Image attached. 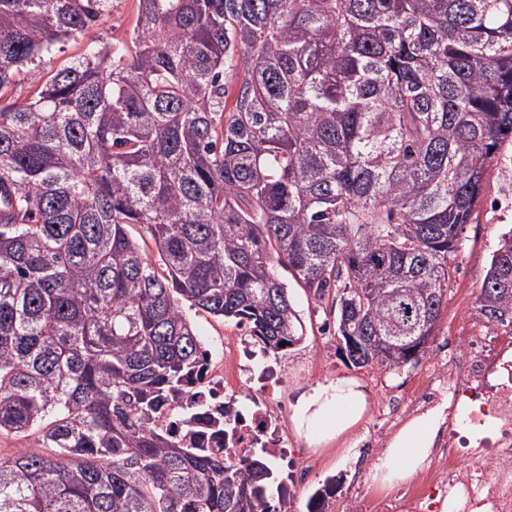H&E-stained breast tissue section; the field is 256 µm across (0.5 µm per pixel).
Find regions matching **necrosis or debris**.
Here are the masks:
<instances>
[{
    "instance_id": "obj_1",
    "label": "necrosis or debris",
    "mask_w": 512,
    "mask_h": 512,
    "mask_svg": "<svg viewBox=\"0 0 512 512\" xmlns=\"http://www.w3.org/2000/svg\"><path fill=\"white\" fill-rule=\"evenodd\" d=\"M455 356L438 358L435 376L406 404L410 411L446 405L449 423L465 422L476 447L462 462L455 432L438 437L434 462L409 484L384 498L357 488L347 512H431L432 495H448V512H512V328H495L485 344L470 337L456 339ZM249 342H230L221 357L206 356L189 399L203 402L215 420L234 419L231 436H216L209 447L237 459L261 448L280 460L293 485L307 481L310 471L288 450L286 419L277 407L274 369H250ZM250 385V403L238 408L237 395Z\"/></svg>"
}]
</instances>
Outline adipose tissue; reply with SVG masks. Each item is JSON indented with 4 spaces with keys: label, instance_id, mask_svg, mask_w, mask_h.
<instances>
[{
    "label": "adipose tissue",
    "instance_id": "adipose-tissue-1",
    "mask_svg": "<svg viewBox=\"0 0 512 512\" xmlns=\"http://www.w3.org/2000/svg\"><path fill=\"white\" fill-rule=\"evenodd\" d=\"M367 408L368 397L359 383L342 378L316 385L303 393L292 407L291 422L307 447L317 448L351 435L363 420ZM443 422L444 417L438 410L406 422L374 463L373 480L394 485L422 469Z\"/></svg>",
    "mask_w": 512,
    "mask_h": 512
}]
</instances>
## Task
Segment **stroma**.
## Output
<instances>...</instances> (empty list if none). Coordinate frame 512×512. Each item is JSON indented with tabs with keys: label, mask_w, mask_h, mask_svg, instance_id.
<instances>
[{
	"label": "stroma",
	"mask_w": 512,
	"mask_h": 512,
	"mask_svg": "<svg viewBox=\"0 0 512 512\" xmlns=\"http://www.w3.org/2000/svg\"><path fill=\"white\" fill-rule=\"evenodd\" d=\"M136 0H112L92 27L91 36H97L106 43H132L137 36ZM499 190L496 170H489L484 184V202L478 203L469 224L461 233V247L457 257L458 270L448 289L447 302L435 327V335L426 354L419 361L404 367L388 370L378 366L356 368L346 364L337 350L338 341L334 334L336 316L330 311V301H315L307 292L294 283L287 267H277L279 279L287 283L296 310L305 326L304 339L279 352L269 353L267 363L275 365L282 373V386L277 398L283 408H291L296 398L319 383L338 378L358 381L369 394L368 411L355 436L358 441L371 437L391 439L392 430L379 417V410L387 400L394 397H409L425 382L431 371L434 355L445 337L487 335L490 325L478 317L477 298L482 282L489 268L491 256L497 247L499 229L502 224L512 225V214L497 218L489 209L486 200ZM302 459L309 462L314 471L309 478L307 489L290 497L291 512H308L311 490L327 485L333 486L337 498H344L356 486L375 487L378 495H388L385 487L374 486L370 463H340L342 448L328 444L318 449L299 445Z\"/></svg>",
	"instance_id": "1"
}]
</instances>
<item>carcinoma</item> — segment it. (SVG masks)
Masks as SVG:
<instances>
[{
	"label": "carcinoma",
	"instance_id": "cac0c4a2",
	"mask_svg": "<svg viewBox=\"0 0 512 512\" xmlns=\"http://www.w3.org/2000/svg\"><path fill=\"white\" fill-rule=\"evenodd\" d=\"M110 2L0 0V91ZM137 2L132 45L0 102V434L41 440L0 512H271L267 457L154 425L203 361L186 308L293 346L286 264L353 366L417 360L512 140V0ZM477 301L512 327L511 236Z\"/></svg>",
	"mask_w": 512,
	"mask_h": 512
}]
</instances>
